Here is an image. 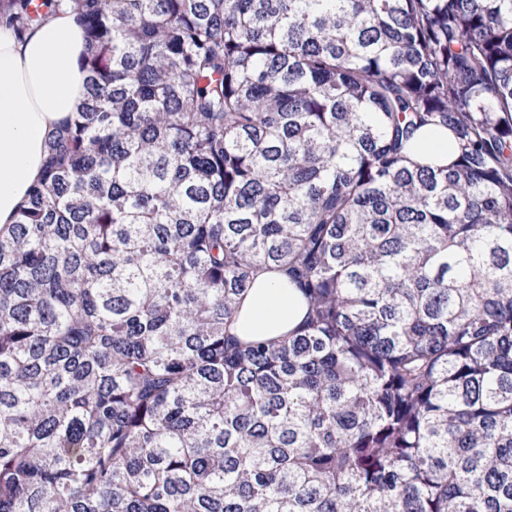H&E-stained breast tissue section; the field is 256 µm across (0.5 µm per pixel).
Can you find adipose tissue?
Segmentation results:
<instances>
[{"mask_svg": "<svg viewBox=\"0 0 512 512\" xmlns=\"http://www.w3.org/2000/svg\"><path fill=\"white\" fill-rule=\"evenodd\" d=\"M84 32L74 15L50 16L24 36L0 25V228L14 223L42 174L50 136L86 95ZM306 315L301 293L280 274L260 272L233 332L274 338Z\"/></svg>", "mask_w": 512, "mask_h": 512, "instance_id": "adipose-tissue-1", "label": "adipose tissue"}]
</instances>
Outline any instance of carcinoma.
Instances as JSON below:
<instances>
[{
	"label": "carcinoma",
	"instance_id": "obj_1",
	"mask_svg": "<svg viewBox=\"0 0 512 512\" xmlns=\"http://www.w3.org/2000/svg\"><path fill=\"white\" fill-rule=\"evenodd\" d=\"M63 7L87 95L0 229V512H512V0L0 22ZM264 269L308 312L243 342ZM413 160L420 163L448 165L455 158L448 150V132L445 130H422L411 150Z\"/></svg>",
	"mask_w": 512,
	"mask_h": 512
}]
</instances>
